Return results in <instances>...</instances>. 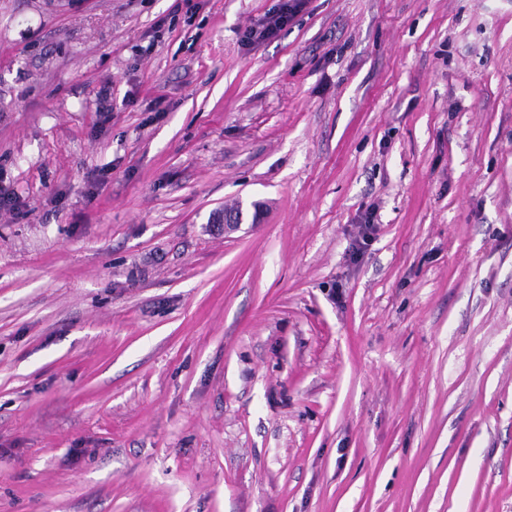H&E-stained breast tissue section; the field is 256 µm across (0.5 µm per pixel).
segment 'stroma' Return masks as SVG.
I'll return each mask as SVG.
<instances>
[{
    "instance_id": "1",
    "label": "stroma",
    "mask_w": 512,
    "mask_h": 512,
    "mask_svg": "<svg viewBox=\"0 0 512 512\" xmlns=\"http://www.w3.org/2000/svg\"><path fill=\"white\" fill-rule=\"evenodd\" d=\"M276 2L0 0V512H512V0ZM307 0H278V3L256 25L245 34L247 43L262 42L276 38L288 24L305 8Z\"/></svg>"
}]
</instances>
